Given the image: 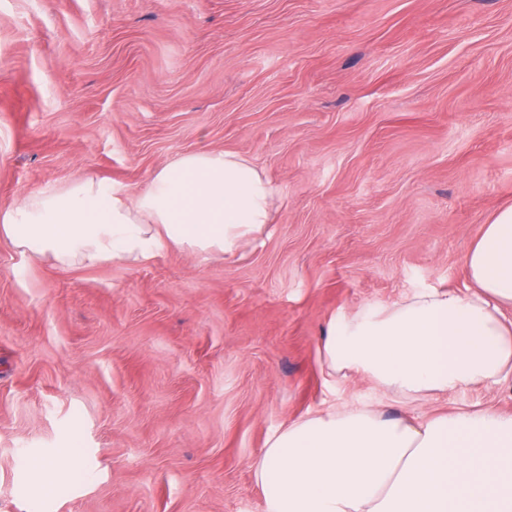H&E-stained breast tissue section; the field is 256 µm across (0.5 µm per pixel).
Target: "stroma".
<instances>
[{"label":"stroma","instance_id":"obj_1","mask_svg":"<svg viewBox=\"0 0 512 512\" xmlns=\"http://www.w3.org/2000/svg\"><path fill=\"white\" fill-rule=\"evenodd\" d=\"M204 151L276 188L242 255L0 240V512H264L251 463L302 417L512 414V379L409 402L319 354L338 311L463 290L512 206V0H0V211ZM73 468L62 466L55 458L42 460L34 471V478L42 484H58L72 474Z\"/></svg>","mask_w":512,"mask_h":512}]
</instances>
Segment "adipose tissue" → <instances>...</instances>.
<instances>
[{
    "label": "adipose tissue",
    "instance_id": "obj_1",
    "mask_svg": "<svg viewBox=\"0 0 512 512\" xmlns=\"http://www.w3.org/2000/svg\"><path fill=\"white\" fill-rule=\"evenodd\" d=\"M274 189L230 151L189 153L136 198L84 178L0 214V237L63 266L143 264L168 250L236 254L271 222ZM468 286L335 314L320 347L328 376L368 377L407 401L512 376V207L464 260ZM264 512H512V414L389 417L352 403L274 433L252 464Z\"/></svg>",
    "mask_w": 512,
    "mask_h": 512
}]
</instances>
